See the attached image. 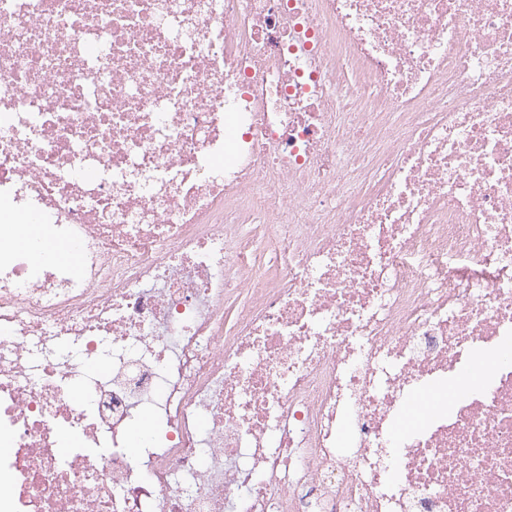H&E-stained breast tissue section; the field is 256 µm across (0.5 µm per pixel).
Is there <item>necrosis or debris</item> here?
Masks as SVG:
<instances>
[{"mask_svg":"<svg viewBox=\"0 0 512 512\" xmlns=\"http://www.w3.org/2000/svg\"><path fill=\"white\" fill-rule=\"evenodd\" d=\"M29 213L0 512H512V0H0Z\"/></svg>","mask_w":512,"mask_h":512,"instance_id":"1","label":"necrosis or debris"}]
</instances>
